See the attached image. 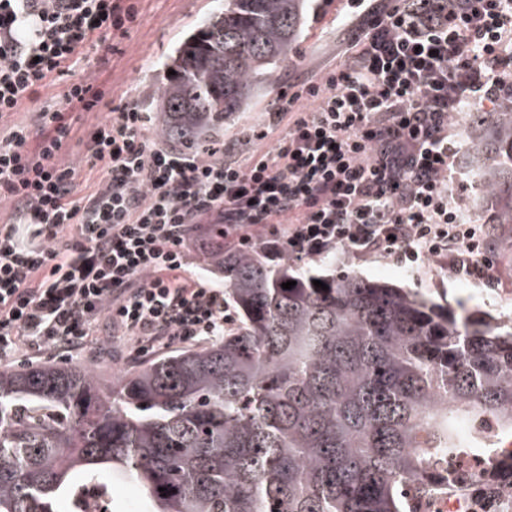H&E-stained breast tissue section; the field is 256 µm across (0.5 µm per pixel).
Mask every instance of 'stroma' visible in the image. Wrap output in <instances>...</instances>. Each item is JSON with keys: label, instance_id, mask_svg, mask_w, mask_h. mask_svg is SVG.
I'll use <instances>...</instances> for the list:
<instances>
[{"label": "stroma", "instance_id": "1", "mask_svg": "<svg viewBox=\"0 0 512 512\" xmlns=\"http://www.w3.org/2000/svg\"><path fill=\"white\" fill-rule=\"evenodd\" d=\"M136 17L128 25L125 37L114 38L92 47L87 62L81 63L76 74L101 99L91 109L82 104L69 103L63 98V85H53L40 90L38 97L29 101L19 111L0 119V127L14 125L31 127L33 133L27 143L29 151H37L42 134L35 125L39 110L46 105L57 106L73 127L69 140L62 148L58 161L72 166L76 171V193L91 192L98 181V168L90 167L86 158L89 134L110 117L112 110L125 103L136 102L141 111L154 109V98L161 82L162 63L179 41L182 33L201 18L214 11L217 0H132ZM314 11L308 12L304 30L291 59L283 63L274 75V92L259 95L246 111L236 113L224 124L220 137L226 158L241 163L249 162L257 154L271 149L274 137L263 140L253 138V129L262 127L268 120V111L277 99V89L287 82L321 74L336 59V25L339 17L335 8L313 0ZM337 263L356 269L371 278L386 279L418 290L436 300L456 308L465 306L499 315L512 312V303H503L502 297L512 292V235L503 234L491 241L488 256L494 286L451 275L447 261H433L429 266L414 271L391 259L377 255L360 257L345 250L335 252ZM71 365L92 367L108 383H118L134 366L127 351L120 345L102 350L95 361L76 355Z\"/></svg>", "mask_w": 512, "mask_h": 512}]
</instances>
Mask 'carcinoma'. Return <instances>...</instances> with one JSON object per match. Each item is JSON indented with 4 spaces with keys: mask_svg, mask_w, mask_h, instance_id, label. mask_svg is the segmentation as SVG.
<instances>
[{
    "mask_svg": "<svg viewBox=\"0 0 512 512\" xmlns=\"http://www.w3.org/2000/svg\"><path fill=\"white\" fill-rule=\"evenodd\" d=\"M305 7L224 0L202 20L164 63L158 143L206 148L273 90ZM468 119L493 239L512 224V108ZM211 256L238 317L224 339L116 386L91 368H0V512H72L88 485L112 494L114 471L150 512H411L410 486L431 460L488 457L492 438L512 435V317L457 312L343 265L298 271L258 249ZM477 419L494 430L460 433Z\"/></svg>",
    "mask_w": 512,
    "mask_h": 512,
    "instance_id": "obj_1",
    "label": "carcinoma"
}]
</instances>
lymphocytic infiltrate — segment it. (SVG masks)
I'll use <instances>...</instances> for the list:
<instances>
[{"label": "lymphocytic infiltrate", "instance_id": "f902f5d3", "mask_svg": "<svg viewBox=\"0 0 512 512\" xmlns=\"http://www.w3.org/2000/svg\"><path fill=\"white\" fill-rule=\"evenodd\" d=\"M344 16L340 62L280 91L253 136L286 130L248 164L163 149L129 103L90 134L104 172L79 197L58 109L38 114V153L28 127L0 138V204L17 215L0 225V359L92 356L106 331L133 357L223 338L224 290L189 269L208 224L292 261L343 248L420 269L447 255L454 275L489 281L450 124L512 98V0H347ZM134 18L123 0H0V118L51 81L84 102L76 67Z\"/></svg>", "mask_w": 512, "mask_h": 512}]
</instances>
